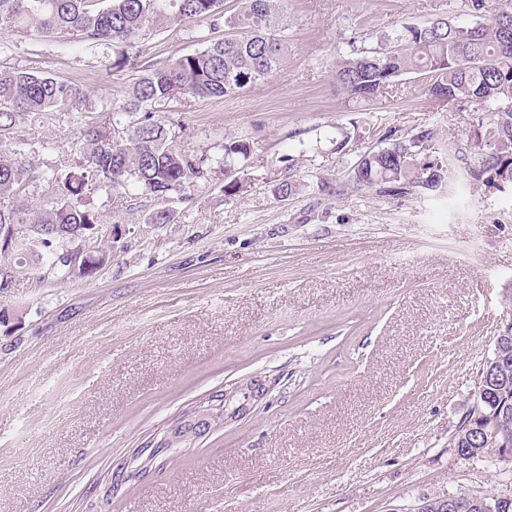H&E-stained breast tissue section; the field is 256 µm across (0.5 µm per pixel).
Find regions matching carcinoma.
<instances>
[{
	"instance_id": "1",
	"label": "carcinoma",
	"mask_w": 512,
	"mask_h": 512,
	"mask_svg": "<svg viewBox=\"0 0 512 512\" xmlns=\"http://www.w3.org/2000/svg\"><path fill=\"white\" fill-rule=\"evenodd\" d=\"M241 9L226 14L223 0H0V31L21 32L58 44L77 36L88 44L112 50L109 68L128 65L126 47L172 25L207 23L191 37L199 48L147 66L128 86L123 98L110 103L112 126H89L75 143L73 159L46 176L52 199L43 205L0 204V225L29 224L39 230L42 247L35 262L48 267L67 233L88 224L102 226L100 241L112 238L96 204L86 198L88 183L104 194L123 188L132 196L159 199L177 194L183 200L208 183L212 166L228 172L250 155L247 139L226 137L213 157L173 151L171 129L157 113L181 102L184 95L222 99L268 80L288 58L286 0H240ZM465 24L436 19L408 24L381 36L374 48H353L336 58V85L352 100L369 101L388 92L405 74L424 76L423 90L449 104L470 105L491 113L490 127L476 131L470 149L478 166L470 177L482 184L512 180V7L484 19L488 0H462ZM224 28V38L212 34ZM89 101L83 88L38 71L0 69V199H14L34 181L35 158L47 144L34 142L28 151L3 148L18 129L31 121L50 119ZM351 183L359 190L388 185L402 192L436 190L447 178L437 155L435 132L421 129L358 155ZM28 265L21 249L0 247V268L16 281ZM496 368L503 378L490 383L486 401L508 405L500 415L503 435L512 443V347Z\"/></svg>"
}]
</instances>
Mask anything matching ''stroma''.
<instances>
[{
  "mask_svg": "<svg viewBox=\"0 0 512 512\" xmlns=\"http://www.w3.org/2000/svg\"><path fill=\"white\" fill-rule=\"evenodd\" d=\"M288 64L224 99L184 96L165 113L173 148L215 155L244 136L248 190L213 173L175 219L150 195L86 193L123 236L89 279L19 273L0 293V512H417L444 495L512 493V461L464 459L453 436L479 369L512 325V189L473 181L469 148L489 113L424 94L420 75L355 102L338 55L438 18L459 0H288ZM1 67L87 89L78 110L32 123L40 156L67 163L82 126L146 63L196 49L183 27L107 50L13 34ZM435 129L439 191H356L357 155L389 134ZM349 138L342 151L332 140ZM293 176L297 189L275 188ZM268 394L142 472L141 448L191 408L251 378ZM141 477L109 493L120 467Z\"/></svg>",
  "mask_w": 512,
  "mask_h": 512,
  "instance_id": "stroma-1",
  "label": "stroma"
}]
</instances>
